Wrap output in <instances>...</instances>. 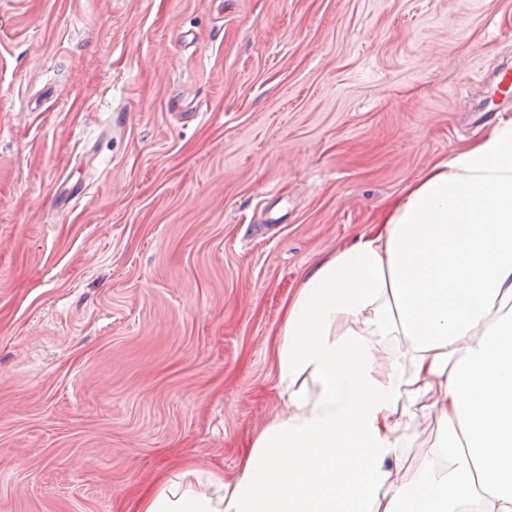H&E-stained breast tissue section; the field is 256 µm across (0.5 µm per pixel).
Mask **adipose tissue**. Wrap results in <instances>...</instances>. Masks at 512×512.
Segmentation results:
<instances>
[{"label":"adipose tissue","instance_id":"ef3b65f1","mask_svg":"<svg viewBox=\"0 0 512 512\" xmlns=\"http://www.w3.org/2000/svg\"><path fill=\"white\" fill-rule=\"evenodd\" d=\"M278 336L283 408L235 480L188 465L127 512H512V114L312 267ZM434 434L435 429L433 425H430L427 429L421 432L420 438L416 442L415 447L408 449V452L402 461V474L410 472L413 469L416 460L429 449L428 445L432 441Z\"/></svg>","mask_w":512,"mask_h":512}]
</instances>
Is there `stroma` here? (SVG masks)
Returning <instances> with one entry per match:
<instances>
[{"label":"stroma","mask_w":512,"mask_h":512,"mask_svg":"<svg viewBox=\"0 0 512 512\" xmlns=\"http://www.w3.org/2000/svg\"><path fill=\"white\" fill-rule=\"evenodd\" d=\"M509 51L512 0H0V512L233 481L298 281Z\"/></svg>","instance_id":"obj_1"}]
</instances>
